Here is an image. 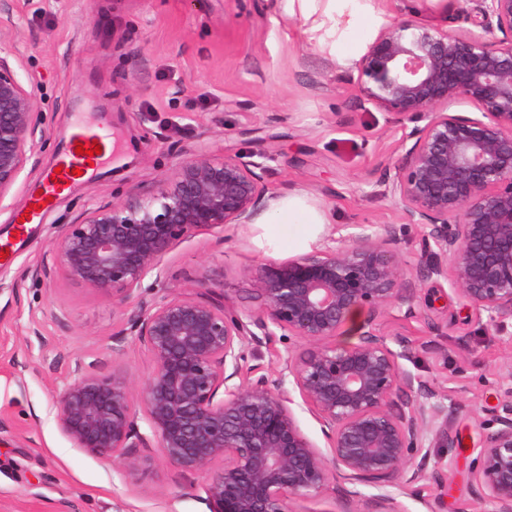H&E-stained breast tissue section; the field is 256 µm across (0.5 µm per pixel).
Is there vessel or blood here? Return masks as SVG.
Returning <instances> with one entry per match:
<instances>
[{
  "label": "vessel or blood",
  "mask_w": 512,
  "mask_h": 512,
  "mask_svg": "<svg viewBox=\"0 0 512 512\" xmlns=\"http://www.w3.org/2000/svg\"><path fill=\"white\" fill-rule=\"evenodd\" d=\"M68 147L57 159L56 169L47 170L40 184V193L31 195L28 205L23 211L25 219L19 223L18 229L21 234H29L34 224L40 223L46 211L44 206L48 198L56 196L67 184L76 180V171H87L90 165L100 163L103 155L112 151V140L103 130L85 125L74 124L70 127L68 134ZM84 146V153H77V146ZM100 146L99 154H92L93 146Z\"/></svg>",
  "instance_id": "obj_1"
}]
</instances>
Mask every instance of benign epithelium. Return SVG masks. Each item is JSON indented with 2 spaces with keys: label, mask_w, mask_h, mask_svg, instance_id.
Here are the masks:
<instances>
[{
  "label": "benign epithelium",
  "mask_w": 512,
  "mask_h": 512,
  "mask_svg": "<svg viewBox=\"0 0 512 512\" xmlns=\"http://www.w3.org/2000/svg\"><path fill=\"white\" fill-rule=\"evenodd\" d=\"M481 2L465 36L404 22L382 29L357 63V85L389 121L414 123L401 162L376 186L423 229L429 259L420 276L450 282L512 335V0ZM462 100L480 116L448 111ZM41 125L34 93L0 56V197ZM266 175L252 154H193L150 192L133 188L64 226L51 245L56 267L112 298L121 334L146 347L155 369L138 396L149 433L125 380L80 370L57 398L58 429L85 454L129 471L142 464L139 449L158 448L182 472L207 476L209 512H288L289 500L322 491L332 467L380 490L385 512H397L389 489L425 477L431 449L448 442V405L401 368L405 342L395 350L377 328L390 307L411 317L417 302L389 250L394 225L355 224L344 246L243 269L255 282V310L215 298L216 280L200 282L199 294L167 292L161 261L172 246L254 223L272 199ZM359 311L367 313L360 342L336 345ZM278 336L306 348L273 380L247 360ZM293 390L320 422L327 451L302 432ZM493 424L473 470L488 512H512V371Z\"/></svg>",
  "instance_id": "benign-epithelium-1"
}]
</instances>
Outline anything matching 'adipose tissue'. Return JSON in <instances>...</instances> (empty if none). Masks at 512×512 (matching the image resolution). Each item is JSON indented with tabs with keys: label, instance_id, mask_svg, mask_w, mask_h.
<instances>
[{
	"label": "adipose tissue",
	"instance_id": "ef3b65f1",
	"mask_svg": "<svg viewBox=\"0 0 512 512\" xmlns=\"http://www.w3.org/2000/svg\"><path fill=\"white\" fill-rule=\"evenodd\" d=\"M292 12L310 21L312 31L334 34V57L342 64L351 63L357 43L365 31L379 25L382 18L371 0H288ZM326 214L310 205L304 196L292 195L281 200L262 227L267 237L287 241L289 248L304 250L316 243Z\"/></svg>",
	"mask_w": 512,
	"mask_h": 512
}]
</instances>
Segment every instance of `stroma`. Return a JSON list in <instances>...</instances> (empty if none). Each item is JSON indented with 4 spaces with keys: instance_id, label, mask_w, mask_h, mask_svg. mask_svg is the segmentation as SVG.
I'll use <instances>...</instances> for the list:
<instances>
[{
    "instance_id": "35a3bbf8",
    "label": "stroma",
    "mask_w": 512,
    "mask_h": 512,
    "mask_svg": "<svg viewBox=\"0 0 512 512\" xmlns=\"http://www.w3.org/2000/svg\"><path fill=\"white\" fill-rule=\"evenodd\" d=\"M10 38L0 43L19 82L33 88L47 141L30 153L14 187L0 197V240L42 174L67 146L72 124L111 132L115 148L70 186L8 261H0V512H209L204 480L182 474L157 449L142 466L85 455L59 431L56 399L76 369L126 378L132 390L154 372L134 339L114 349L123 327L111 298L51 269V243L87 209L121 202L131 187L150 191L184 152L220 157L269 154L273 196L302 192L329 219L322 244L348 224H396L391 246L403 279L419 295L413 317L392 308L378 320L389 343L408 341L403 367L448 399V437L414 490H394L398 512H485L469 465L512 370V338L476 317L450 282L424 280L420 227L378 194L385 166L399 162L411 122L390 123L364 103L328 48L289 15L287 0H12ZM384 24L437 25L462 35L477 0H375ZM258 225L203 230L165 256L166 283L181 292L217 275L240 308H256L248 265L288 259ZM49 265L45 277L11 286L19 270ZM290 512H383L379 491L330 479Z\"/></svg>"
}]
</instances>
